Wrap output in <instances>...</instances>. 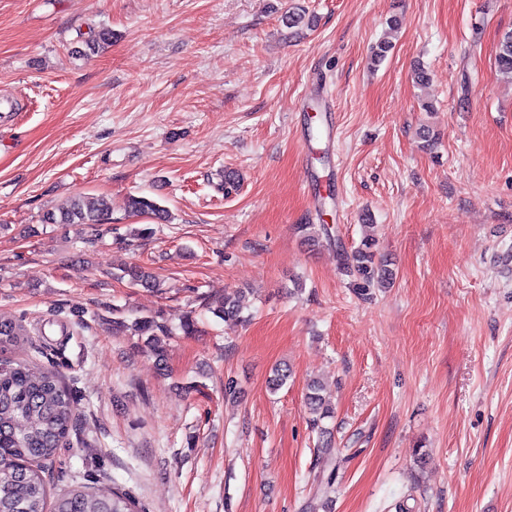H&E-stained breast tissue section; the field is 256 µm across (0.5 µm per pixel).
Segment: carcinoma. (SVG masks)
Wrapping results in <instances>:
<instances>
[{"label":"carcinoma","mask_w":512,"mask_h":512,"mask_svg":"<svg viewBox=\"0 0 512 512\" xmlns=\"http://www.w3.org/2000/svg\"><path fill=\"white\" fill-rule=\"evenodd\" d=\"M499 70L512 77V33L503 37L496 57ZM129 208L138 214L167 221L168 212L154 199L133 196ZM111 208L102 197L77 196L69 206L49 211L43 216L45 224H108ZM297 229L304 240L316 244L319 234L329 235L321 224H300ZM378 242L365 236L352 251L336 241V254L342 274L355 293L367 297L374 288H385L393 281L392 270L379 254ZM124 275L133 285L157 293L164 285L148 268L131 264ZM204 309L214 317L236 323L243 316V294L234 292L224 299L204 303ZM112 331L118 335L138 336L154 353L161 351L163 338L173 335L161 315L112 320ZM29 345L35 353L32 360L20 361L0 356V512H139L138 503L126 490L112 491L101 497L86 486H79L47 502V489L41 464L53 459L67 436L77 426L75 398L62 383L60 372L41 345L29 339L22 321H0V349ZM47 363H42L41 358ZM321 385L308 382L305 404L311 415L310 424L327 432L323 421L334 411L320 395Z\"/></svg>","instance_id":"cac0c4a2"}]
</instances>
